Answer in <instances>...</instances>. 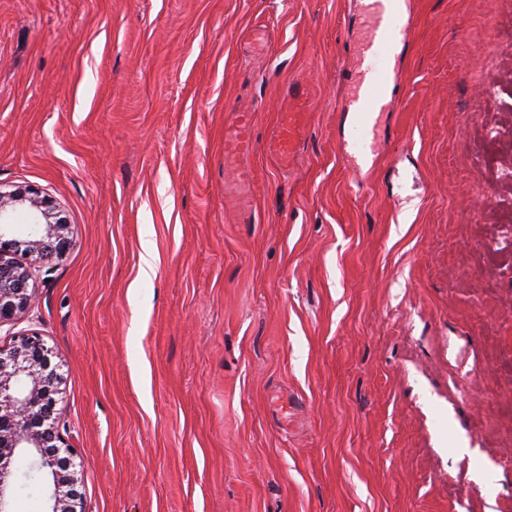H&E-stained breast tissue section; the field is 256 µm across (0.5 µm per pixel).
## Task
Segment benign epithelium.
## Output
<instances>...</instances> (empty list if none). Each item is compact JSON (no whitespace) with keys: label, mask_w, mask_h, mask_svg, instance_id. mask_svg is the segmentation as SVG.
<instances>
[{"label":"benign epithelium","mask_w":512,"mask_h":512,"mask_svg":"<svg viewBox=\"0 0 512 512\" xmlns=\"http://www.w3.org/2000/svg\"><path fill=\"white\" fill-rule=\"evenodd\" d=\"M30 204L41 216L23 242L14 235L11 214ZM70 225L56 202L35 189L0 191V324L17 319L31 307L29 281L35 267L15 259L24 252L35 259L65 252ZM52 350L35 332L8 348L0 347V512H13L16 462L24 457L41 474L42 512H84L74 492L78 471L74 453L57 429L62 374L51 363Z\"/></svg>","instance_id":"benign-epithelium-1"}]
</instances>
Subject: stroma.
Here are the masks:
<instances>
[{"mask_svg":"<svg viewBox=\"0 0 512 512\" xmlns=\"http://www.w3.org/2000/svg\"><path fill=\"white\" fill-rule=\"evenodd\" d=\"M403 3L389 54L372 0H0V190L72 232L0 346L53 350L84 512H512V0ZM298 113L300 112H295V110L288 112V106L283 112H280L277 133L272 145V150L283 166H288V162L292 159L294 154L298 126L296 116ZM235 118L233 129L224 136V160H233L238 163L230 169L224 168V173L225 177L231 174L235 181L248 184L250 173L239 165V161L251 156L257 148L253 115L249 112H237Z\"/></svg>","mask_w":512,"mask_h":512,"instance_id":"1","label":"stroma"}]
</instances>
